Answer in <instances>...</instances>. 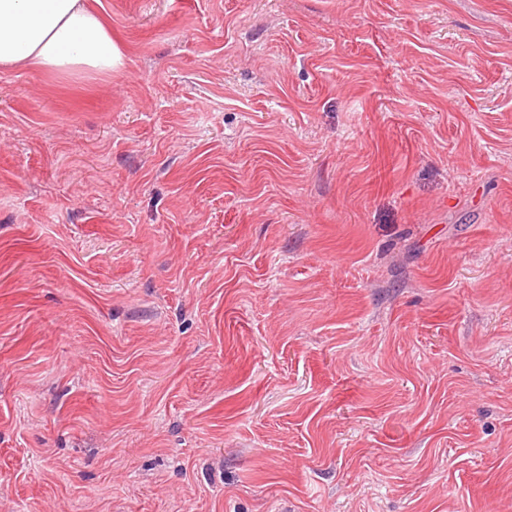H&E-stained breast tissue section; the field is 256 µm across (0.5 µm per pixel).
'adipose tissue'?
<instances>
[{"mask_svg": "<svg viewBox=\"0 0 512 512\" xmlns=\"http://www.w3.org/2000/svg\"><path fill=\"white\" fill-rule=\"evenodd\" d=\"M125 66L122 42L86 0H0L1 72L108 77Z\"/></svg>", "mask_w": 512, "mask_h": 512, "instance_id": "ef3b65f1", "label": "adipose tissue"}]
</instances>
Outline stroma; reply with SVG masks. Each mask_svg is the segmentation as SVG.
<instances>
[{
	"instance_id": "35a3bbf8",
	"label": "stroma",
	"mask_w": 512,
	"mask_h": 512,
	"mask_svg": "<svg viewBox=\"0 0 512 512\" xmlns=\"http://www.w3.org/2000/svg\"><path fill=\"white\" fill-rule=\"evenodd\" d=\"M0 73V512L512 506V0H91ZM125 66L122 42L85 0H0L1 72L109 77Z\"/></svg>"
}]
</instances>
